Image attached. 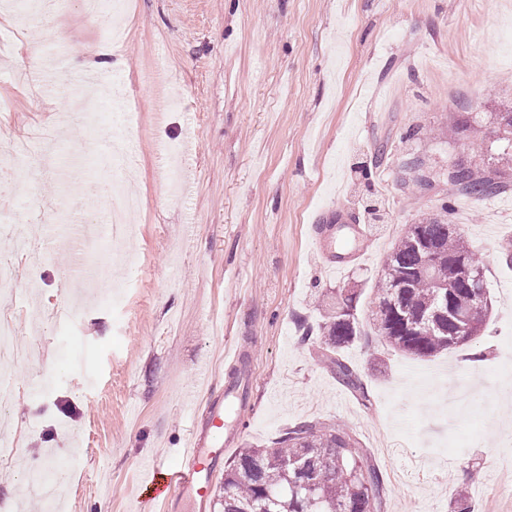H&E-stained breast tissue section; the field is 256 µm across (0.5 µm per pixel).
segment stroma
<instances>
[{
  "instance_id": "1",
  "label": "stroma",
  "mask_w": 512,
  "mask_h": 512,
  "mask_svg": "<svg viewBox=\"0 0 512 512\" xmlns=\"http://www.w3.org/2000/svg\"><path fill=\"white\" fill-rule=\"evenodd\" d=\"M0 0V106L24 136L63 117L61 100L18 84L56 44L63 75L107 55L111 88L134 116L130 151L112 148V98L99 96L61 164L32 166L0 210L26 226L43 263L16 283L14 397L0 435V512H48L22 473L66 466L56 512H162L140 498L146 465H176L196 407L222 391L238 346L253 384L241 442L269 445L290 426L336 421L382 470L384 512H512V189L466 199L448 183L461 162L512 182L496 115L512 107V0H129L120 38L66 0L31 36ZM481 130H462L468 113ZM430 179L419 193L412 181ZM141 201L125 266L96 224L94 188L115 182ZM453 202L484 265L493 310L481 336L430 358L391 350L373 332L375 280L406 225ZM350 210L366 234L360 262L326 269L312 247L321 210ZM120 277V304L88 299L59 352L60 331L28 329L91 277ZM359 294L362 333L341 356L371 395L335 378L318 328L342 289Z\"/></svg>"
}]
</instances>
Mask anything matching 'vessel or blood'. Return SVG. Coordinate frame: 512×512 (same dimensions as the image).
I'll return each instance as SVG.
<instances>
[{"mask_svg":"<svg viewBox=\"0 0 512 512\" xmlns=\"http://www.w3.org/2000/svg\"><path fill=\"white\" fill-rule=\"evenodd\" d=\"M314 228V247L328 269H343L364 251L362 228H355L354 244L339 248L332 244L336 227L329 213H317ZM224 426V399L218 396L207 402L202 426L192 427L180 464L154 466L144 491L161 502L166 512H205L213 477L226 453Z\"/></svg>","mask_w":512,"mask_h":512,"instance_id":"1","label":"vessel or blood"}]
</instances>
